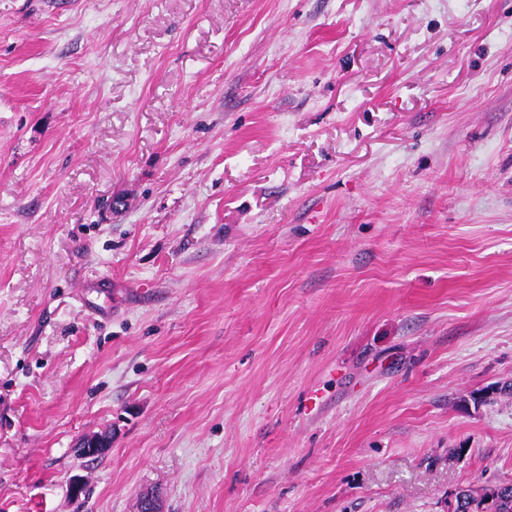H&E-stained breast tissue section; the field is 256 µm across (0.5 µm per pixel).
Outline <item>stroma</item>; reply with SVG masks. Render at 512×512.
<instances>
[{
  "label": "stroma",
  "mask_w": 512,
  "mask_h": 512,
  "mask_svg": "<svg viewBox=\"0 0 512 512\" xmlns=\"http://www.w3.org/2000/svg\"><path fill=\"white\" fill-rule=\"evenodd\" d=\"M510 382L512 0H0V512H448Z\"/></svg>",
  "instance_id": "obj_1"
}]
</instances>
